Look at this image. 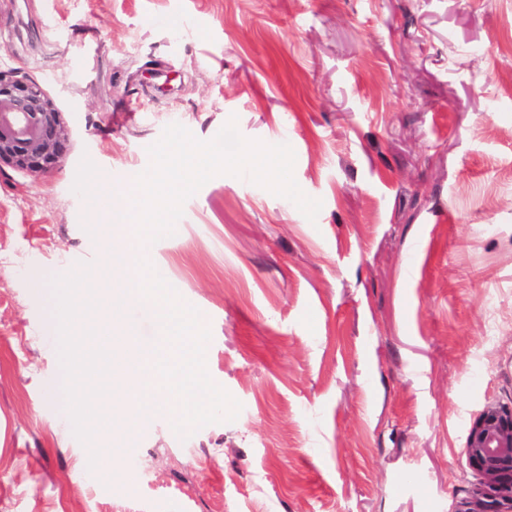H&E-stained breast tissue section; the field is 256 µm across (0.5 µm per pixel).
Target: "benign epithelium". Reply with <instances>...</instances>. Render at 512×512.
<instances>
[{"instance_id":"benign-epithelium-1","label":"benign epithelium","mask_w":512,"mask_h":512,"mask_svg":"<svg viewBox=\"0 0 512 512\" xmlns=\"http://www.w3.org/2000/svg\"><path fill=\"white\" fill-rule=\"evenodd\" d=\"M67 132L41 85L0 71V165L47 172L66 152ZM468 463L480 475L455 512H512V406L487 404L466 436Z\"/></svg>"}]
</instances>
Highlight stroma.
Instances as JSON below:
<instances>
[{
	"label": "stroma",
	"instance_id": "1",
	"mask_svg": "<svg viewBox=\"0 0 512 512\" xmlns=\"http://www.w3.org/2000/svg\"><path fill=\"white\" fill-rule=\"evenodd\" d=\"M0 69L69 131L52 171L0 168V512H451L471 419L512 405V0H0ZM232 117L288 141L316 222L219 175L144 255L238 417L183 439L50 399L160 329L86 290L64 351L31 273L108 284L113 181Z\"/></svg>",
	"mask_w": 512,
	"mask_h": 512
}]
</instances>
